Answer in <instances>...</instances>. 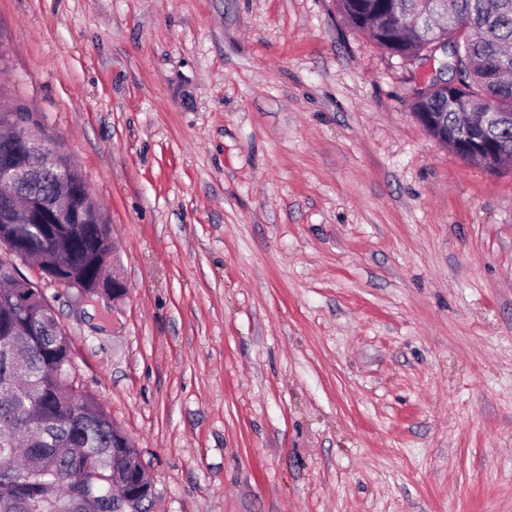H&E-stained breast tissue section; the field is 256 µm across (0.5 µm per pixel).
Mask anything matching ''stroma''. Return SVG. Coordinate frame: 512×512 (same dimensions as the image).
Segmentation results:
<instances>
[{"mask_svg":"<svg viewBox=\"0 0 512 512\" xmlns=\"http://www.w3.org/2000/svg\"><path fill=\"white\" fill-rule=\"evenodd\" d=\"M0 84L112 227L40 282L153 512H512V166L336 0H0ZM458 131L455 139L456 151L466 160L474 158L487 142L481 135L478 125L473 120L463 117L458 124Z\"/></svg>","mask_w":512,"mask_h":512,"instance_id":"obj_1","label":"stroma"}]
</instances>
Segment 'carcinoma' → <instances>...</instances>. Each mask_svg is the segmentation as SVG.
Returning a JSON list of instances; mask_svg holds the SVG:
<instances>
[{
  "mask_svg": "<svg viewBox=\"0 0 512 512\" xmlns=\"http://www.w3.org/2000/svg\"><path fill=\"white\" fill-rule=\"evenodd\" d=\"M351 26L367 33L387 52L414 60L434 46L427 31L442 17L440 35L448 38V58L442 69L463 88L452 97L432 96L413 106L415 112H440L453 126L464 114L480 113L484 134L498 149L512 155V0H337ZM27 117L25 108L0 88V138ZM60 175L37 176L19 186L0 185L21 209L12 223L0 222V240L16 236L18 224L53 223L50 236H21L23 248L44 269L68 263L70 273L85 281L97 277L111 228L104 212L88 205L85 224L53 216L49 208L64 189L85 184L71 159L59 158ZM0 273V512H32V488L48 485L62 494L57 512H85L83 501L99 500L112 491L101 481L81 478L76 453H93L107 472L121 470L112 458L117 425L94 396L81 390L75 397L62 388L61 373L72 368L68 336L59 324L45 319L33 305L20 311L12 303L16 288ZM29 324L18 367L5 363V350L16 340L17 323Z\"/></svg>",
  "mask_w": 512,
  "mask_h": 512,
  "instance_id": "obj_1",
  "label": "carcinoma"
}]
</instances>
